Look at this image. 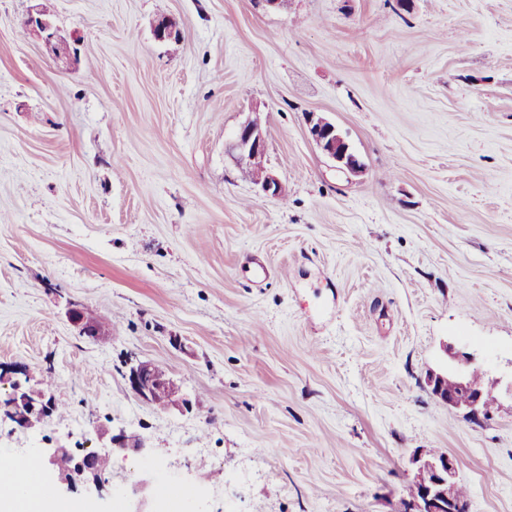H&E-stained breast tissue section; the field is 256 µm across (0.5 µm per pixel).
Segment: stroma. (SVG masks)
Returning a JSON list of instances; mask_svg holds the SVG:
<instances>
[{
    "label": "stroma",
    "mask_w": 512,
    "mask_h": 512,
    "mask_svg": "<svg viewBox=\"0 0 512 512\" xmlns=\"http://www.w3.org/2000/svg\"><path fill=\"white\" fill-rule=\"evenodd\" d=\"M57 63L0 0V364L65 405L0 421V457L140 435L103 487L34 476L48 512H113L172 470L198 512H395L454 453L468 512H512V0H49ZM177 20L183 40H155ZM364 165L339 171L308 113ZM258 117L266 196L225 151ZM77 303L109 327L77 335ZM473 354L489 412L426 384ZM165 367L191 410L138 399ZM152 31L154 38L159 42L180 41L183 37L177 22L168 16H159L156 18L152 24ZM124 376L133 394L152 406L181 412L192 409V401L181 393L179 382L151 361L135 360Z\"/></svg>",
    "instance_id": "1"
}]
</instances>
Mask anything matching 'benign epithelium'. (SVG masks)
Returning <instances> with one entry per match:
<instances>
[{
	"instance_id": "benign-epithelium-1",
	"label": "benign epithelium",
	"mask_w": 512,
	"mask_h": 512,
	"mask_svg": "<svg viewBox=\"0 0 512 512\" xmlns=\"http://www.w3.org/2000/svg\"><path fill=\"white\" fill-rule=\"evenodd\" d=\"M23 28L25 34L40 38L56 60L70 61L74 50L58 34L42 9H37L34 15H28L23 21ZM152 31L159 42H173L183 37L177 22L168 16L156 18ZM308 129L311 139L337 169L349 173L362 172L363 165L359 157L334 123L310 114ZM265 150V132L257 120L250 118L240 125L227 147V153L234 162L246 163L256 170L253 184L260 193L282 197L284 190L280 181L263 164ZM65 315L80 336H109L98 318L79 304H68ZM444 352L452 365L443 372L431 371L427 374L431 393L451 409L477 412L484 407V402L492 392L478 381L482 373L472 368L473 355L448 343L444 345ZM6 379L10 381L11 392L0 402V416L23 429L33 428L51 416L54 400L47 391L28 389L21 380L13 378L10 371L0 367V383ZM125 379L133 394L152 406L164 410L174 408L181 412L192 409V401L181 393L179 382L151 361L137 360L131 363L125 372ZM103 437L106 438L103 452L89 451L76 455L66 447L57 445L44 449L43 459L66 482H91L98 487L104 483V474L113 454L140 453L146 449L143 440L124 432L113 434L106 431ZM65 454L69 458L66 466L61 463ZM411 465L413 493L406 500L405 512H467L466 502L458 498L455 492L458 463L453 455H432L423 449L413 454Z\"/></svg>"
}]
</instances>
